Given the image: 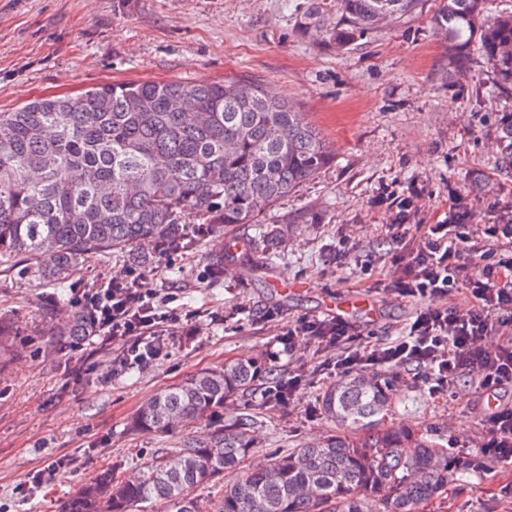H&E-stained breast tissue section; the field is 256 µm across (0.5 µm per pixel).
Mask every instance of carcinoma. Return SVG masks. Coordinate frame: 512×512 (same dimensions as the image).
<instances>
[{"label": "carcinoma", "mask_w": 512, "mask_h": 512, "mask_svg": "<svg viewBox=\"0 0 512 512\" xmlns=\"http://www.w3.org/2000/svg\"><path fill=\"white\" fill-rule=\"evenodd\" d=\"M419 0H339L336 24L309 0L298 33L324 31L347 48L380 24L413 12ZM488 0H447L440 23L448 46L475 48L512 92V12L487 15ZM496 149L512 168V119ZM334 150L288 100L254 81L114 82L81 95L38 98L0 112V275L23 258L62 288L92 258L119 253L136 269L155 263L144 243L165 249L222 226L257 224L277 202L330 164ZM50 336H90V313L66 324L43 321ZM278 380L276 369L241 358L201 371L148 399L129 419L133 434L190 424L183 445L126 473L104 466L62 512H199L195 489L216 488L215 512H418L468 470L448 460L431 435L384 426L389 377L347 375L321 397L342 432L246 461L262 421L243 415L215 424L224 403Z\"/></svg>", "instance_id": "obj_1"}]
</instances>
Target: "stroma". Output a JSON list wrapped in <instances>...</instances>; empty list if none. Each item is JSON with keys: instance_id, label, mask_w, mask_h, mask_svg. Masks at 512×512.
I'll list each match as a JSON object with an SVG mask.
<instances>
[{"instance_id": "stroma-1", "label": "stroma", "mask_w": 512, "mask_h": 512, "mask_svg": "<svg viewBox=\"0 0 512 512\" xmlns=\"http://www.w3.org/2000/svg\"><path fill=\"white\" fill-rule=\"evenodd\" d=\"M307 2L0 0V112L103 83L243 76L287 98L336 149L333 164L260 223L166 249L163 278L117 254L89 262L63 291L23 260L0 276V321L16 330L0 368V512H58L101 467L133 472L156 450L181 447L185 430L133 435L128 417L153 394L238 358H264L283 375L307 370L288 405H268L257 390L219 415L224 425L244 414L264 421L252 464L328 435L335 425L320 397L335 377L314 374L305 341L288 355L277 337L298 319L333 317L338 302L371 304L372 317L353 320L363 337L398 336L416 304L375 286L393 253L416 248L418 225L436 223L451 193L465 192L487 224L512 206V171L492 149L512 99L489 94L493 72L478 51L467 79L457 78L435 24L444 0H420L343 50L325 45L323 32L298 34ZM411 186L420 196L396 243L381 227L396 215L390 195ZM219 259L226 272L216 279ZM133 274L183 317L152 364L116 373L117 351L99 337L38 333L44 316L65 320L85 295ZM394 377L388 421L432 433L449 456L476 454L483 405L470 377L437 397L410 372ZM420 512H512V467L457 476Z\"/></svg>"}]
</instances>
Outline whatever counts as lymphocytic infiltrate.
<instances>
[{
	"label": "lymphocytic infiltrate",
	"instance_id": "f902f5d3",
	"mask_svg": "<svg viewBox=\"0 0 512 512\" xmlns=\"http://www.w3.org/2000/svg\"><path fill=\"white\" fill-rule=\"evenodd\" d=\"M480 222L477 210H462L461 199L450 196L448 215L427 225L416 250L398 255L396 276L385 290L419 301L414 319L396 338L350 347L351 325L341 318L302 319L279 338L284 350L306 337L319 354L317 369L333 376L366 367L384 370H422L429 393L451 391L462 374L473 375L489 395L512 388V219L484 229L495 239V249L478 251L471 226ZM481 252V269H471L465 257ZM463 293V304L451 307L446 298ZM105 342H117L120 367H143L161 352L164 339L178 324V309L166 310L158 291L145 288L98 289L87 295ZM485 436L478 445L480 459L512 467V404L496 406L483 417Z\"/></svg>",
	"mask_w": 512,
	"mask_h": 512
}]
</instances>
